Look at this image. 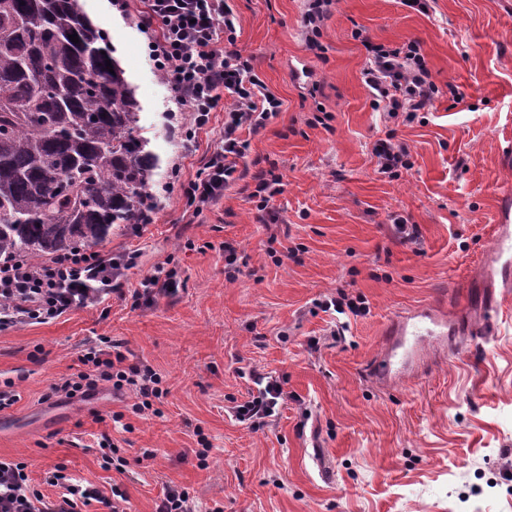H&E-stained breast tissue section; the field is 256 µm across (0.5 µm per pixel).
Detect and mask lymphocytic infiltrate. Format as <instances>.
Instances as JSON below:
<instances>
[{
    "mask_svg": "<svg viewBox=\"0 0 512 512\" xmlns=\"http://www.w3.org/2000/svg\"><path fill=\"white\" fill-rule=\"evenodd\" d=\"M146 3L149 23L160 30L150 43L159 76L173 91L180 111L190 113L193 120L182 141L184 149L192 148L196 130L207 125L212 112L224 113L220 148L205 162L199 177L182 186L187 214L199 216L237 182L254 203L258 223H274L269 203L283 191L281 177L260 170L248 178L238 163L248 150V134L265 128L282 102L238 48L239 20L229 0ZM366 50L362 75L375 107L392 116L399 112L412 116L432 108L440 90L420 43L411 41L394 49L370 43ZM226 93L234 100L228 109L221 106ZM138 257L135 251L106 257L88 247L48 262L20 258L1 263L0 330L46 323L101 303L104 296L119 291L124 270L136 266ZM81 362L83 372L51 384V394L85 398L108 384L115 393L132 392L141 411L152 409L154 400L163 395L161 376L150 367L128 363L119 345L109 339L90 344ZM52 483L60 492L49 501L31 486L25 463L0 459V512H83L101 499L96 489L73 482L62 465L56 466Z\"/></svg>",
    "mask_w": 512,
    "mask_h": 512,
    "instance_id": "obj_1",
    "label": "lymphocytic infiltrate"
}]
</instances>
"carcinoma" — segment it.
<instances>
[{
	"label": "carcinoma",
	"instance_id": "carcinoma-1",
	"mask_svg": "<svg viewBox=\"0 0 512 512\" xmlns=\"http://www.w3.org/2000/svg\"><path fill=\"white\" fill-rule=\"evenodd\" d=\"M115 53L78 0H0V258L139 222L158 159Z\"/></svg>",
	"mask_w": 512,
	"mask_h": 512
}]
</instances>
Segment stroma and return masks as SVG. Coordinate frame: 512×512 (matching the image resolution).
<instances>
[{"label": "stroma", "mask_w": 512, "mask_h": 512, "mask_svg": "<svg viewBox=\"0 0 512 512\" xmlns=\"http://www.w3.org/2000/svg\"><path fill=\"white\" fill-rule=\"evenodd\" d=\"M102 28L140 105L139 124L159 159L156 223L117 224L99 251L140 253L121 292L45 324L0 331V385L20 395L0 412V458L24 462L46 497L57 464L105 499L120 487L129 512H156L165 485L188 491L197 512H512V288L494 311L478 306L471 272L494 245L502 163L512 138V0H434L429 14L401 0H335L320 49L302 37L306 0H231L237 44L279 114L250 136L245 165L282 174L276 223L261 224L238 187L189 218L181 192L220 144L225 108L184 150L172 124H189L138 27L143 0H79ZM421 43L441 90L410 122L384 121L362 81L364 40ZM462 101H455L453 92ZM393 135L413 163L399 178L379 173L373 148ZM400 215L418 240H400ZM241 272L224 277V247ZM176 268L170 297L133 307L156 266ZM478 336L453 337L416 378L382 385L368 375L383 333L406 310L447 302ZM365 303L341 319L326 300ZM123 343L132 363L163 378L155 413L100 386L90 398L49 397L75 377L89 344ZM276 379L284 402L256 424L231 406ZM121 422H113V414ZM108 437L118 468L98 450ZM208 448L207 460L198 456ZM153 459H143L144 450Z\"/></svg>", "instance_id": "35a3bbf8"}]
</instances>
